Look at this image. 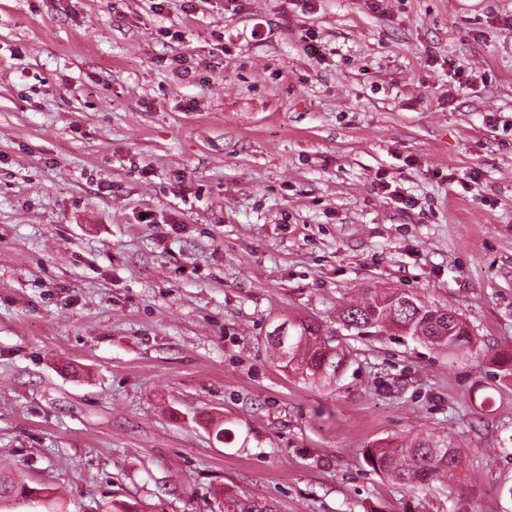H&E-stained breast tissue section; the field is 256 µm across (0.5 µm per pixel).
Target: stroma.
I'll return each instance as SVG.
<instances>
[{
  "instance_id": "stroma-1",
  "label": "stroma",
  "mask_w": 512,
  "mask_h": 512,
  "mask_svg": "<svg viewBox=\"0 0 512 512\" xmlns=\"http://www.w3.org/2000/svg\"><path fill=\"white\" fill-rule=\"evenodd\" d=\"M365 288L471 350L343 329ZM300 319L337 370L273 359ZM503 351L512 0H0V467L65 512H512ZM428 435L461 483L362 459ZM224 512H279L278 506L265 497L240 494L231 490L224 491Z\"/></svg>"
}]
</instances>
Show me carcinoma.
I'll return each instance as SVG.
<instances>
[{
  "label": "carcinoma",
  "mask_w": 512,
  "mask_h": 512,
  "mask_svg": "<svg viewBox=\"0 0 512 512\" xmlns=\"http://www.w3.org/2000/svg\"><path fill=\"white\" fill-rule=\"evenodd\" d=\"M347 329L392 328L434 346L459 350L473 344L465 320L447 308L429 305L396 289H368L362 297L345 305L338 315ZM277 357L286 366L310 377L337 368V352H327L328 341L321 326L302 320L270 339ZM365 463L375 473L404 486L428 489L449 483L465 468V457L457 446L443 439H418L407 443L379 442L363 449ZM52 496L51 489L30 487L0 471V504L18 497ZM226 512H279L275 502L261 496L224 490Z\"/></svg>",
  "instance_id": "obj_1"
}]
</instances>
